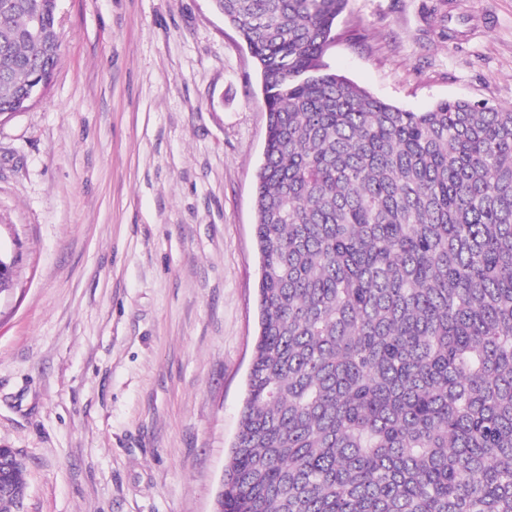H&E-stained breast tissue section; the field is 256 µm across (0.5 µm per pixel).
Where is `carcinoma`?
<instances>
[{"mask_svg":"<svg viewBox=\"0 0 512 512\" xmlns=\"http://www.w3.org/2000/svg\"><path fill=\"white\" fill-rule=\"evenodd\" d=\"M347 4L214 0L267 112L224 512H512V110L411 112L333 72ZM59 51L56 0H0V116Z\"/></svg>","mask_w":512,"mask_h":512,"instance_id":"carcinoma-1","label":"carcinoma"}]
</instances>
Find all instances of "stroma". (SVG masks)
I'll use <instances>...</instances> for the list:
<instances>
[{"label":"stroma","mask_w":512,"mask_h":512,"mask_svg":"<svg viewBox=\"0 0 512 512\" xmlns=\"http://www.w3.org/2000/svg\"><path fill=\"white\" fill-rule=\"evenodd\" d=\"M0 118V448L24 512H213L257 335L254 59L209 0H58ZM330 69L414 112L512 108V0H348ZM17 454H15V459L18 458ZM26 471H27L26 463H25L24 459L21 457V460H16L14 467L10 473V479H11L12 484L18 489V491L20 492V494L22 496H23L24 491L25 490L27 491ZM25 499L26 498H24V496H23V501L20 502L18 500V496H9V495H5L3 492H1L0 493V512H22L24 509ZM19 504L21 507H19Z\"/></svg>","instance_id":"stroma-1"}]
</instances>
